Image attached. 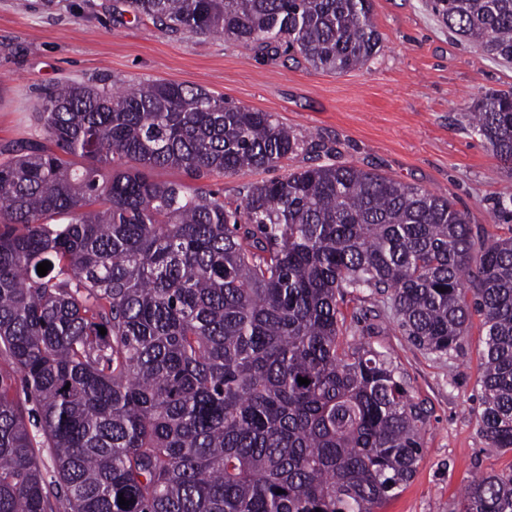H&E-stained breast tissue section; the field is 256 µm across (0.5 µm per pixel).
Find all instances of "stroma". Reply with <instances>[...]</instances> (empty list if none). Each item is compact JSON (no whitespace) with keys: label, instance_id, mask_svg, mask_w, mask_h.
Masks as SVG:
<instances>
[{"label":"stroma","instance_id":"1","mask_svg":"<svg viewBox=\"0 0 512 512\" xmlns=\"http://www.w3.org/2000/svg\"><path fill=\"white\" fill-rule=\"evenodd\" d=\"M112 0H0V146L41 138L38 98L57 82L164 80L202 88L238 106L274 113L334 160L379 171L451 198L475 242L512 235L498 207L512 194V166L493 158L469 125L474 102L512 89V64L451 33L426 0H372L382 36L377 55L342 75L287 53L266 55L217 36L172 33ZM301 152L272 169L212 175L235 200L245 185L311 165ZM344 347L387 355L423 406V456L413 480L378 512H460L479 477L512 471V451L491 446L479 425L485 327L472 315L457 353L413 345L379 295H345Z\"/></svg>","mask_w":512,"mask_h":512}]
</instances>
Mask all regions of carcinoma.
Returning a JSON list of instances; mask_svg holds the SVG:
<instances>
[{"instance_id":"obj_1","label":"carcinoma","mask_w":512,"mask_h":512,"mask_svg":"<svg viewBox=\"0 0 512 512\" xmlns=\"http://www.w3.org/2000/svg\"><path fill=\"white\" fill-rule=\"evenodd\" d=\"M117 2L336 74L381 43L371 0ZM427 6L512 63V0ZM470 118L511 163L512 90ZM37 120L44 140L0 149V512H375L414 476L426 411L384 354L341 348L339 299L365 289L439 356L483 316L479 425L512 450V236L477 248L448 197L348 163L226 202L198 181L305 142L176 82L65 83ZM461 512H512V472L473 484Z\"/></svg>"}]
</instances>
